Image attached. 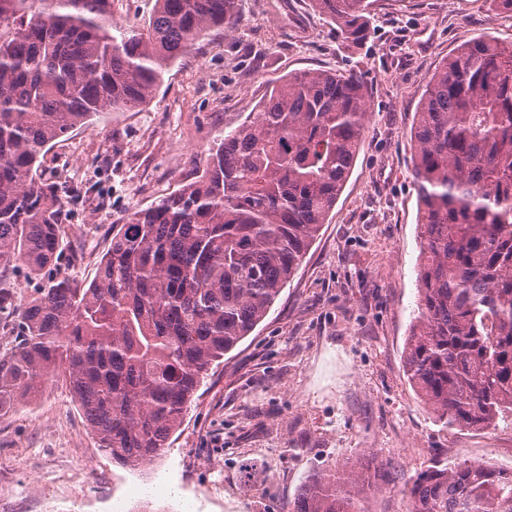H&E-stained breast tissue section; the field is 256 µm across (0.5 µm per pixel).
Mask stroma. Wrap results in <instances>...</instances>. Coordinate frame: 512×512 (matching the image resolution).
<instances>
[{
  "label": "stroma",
  "mask_w": 512,
  "mask_h": 512,
  "mask_svg": "<svg viewBox=\"0 0 512 512\" xmlns=\"http://www.w3.org/2000/svg\"><path fill=\"white\" fill-rule=\"evenodd\" d=\"M152 100L51 146L42 176L81 186L65 207L75 278L91 282L112 227L196 179L206 153L289 74L360 76L369 112L350 176L306 258L255 330L212 366L171 446L130 470L98 448L59 378L0 419V512H288L316 474L379 468L370 512L449 464L512 457V422L440 424L403 370L417 313L418 196L410 132L426 85L466 40L512 38L494 0H373L343 42L312 0H239Z\"/></svg>",
  "instance_id": "stroma-1"
}]
</instances>
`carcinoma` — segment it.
I'll list each match as a JSON object with an SVG mask.
<instances>
[{"mask_svg": "<svg viewBox=\"0 0 512 512\" xmlns=\"http://www.w3.org/2000/svg\"><path fill=\"white\" fill-rule=\"evenodd\" d=\"M346 42L368 0H315ZM238 0H155L147 30L112 0H0V418L63 375L98 446L159 458L211 365L255 329L302 264L354 165L368 104L354 75L309 70L224 133L200 177L112 225L95 278L60 269L65 196L45 149L153 97L164 73ZM419 196L418 313L405 373L445 427L512 418V39L463 42L421 95L411 130ZM24 267L37 287L11 275ZM369 478L310 482L292 512H368ZM407 512H512V470L438 458Z\"/></svg>", "mask_w": 512, "mask_h": 512, "instance_id": "cac0c4a2", "label": "carcinoma"}]
</instances>
